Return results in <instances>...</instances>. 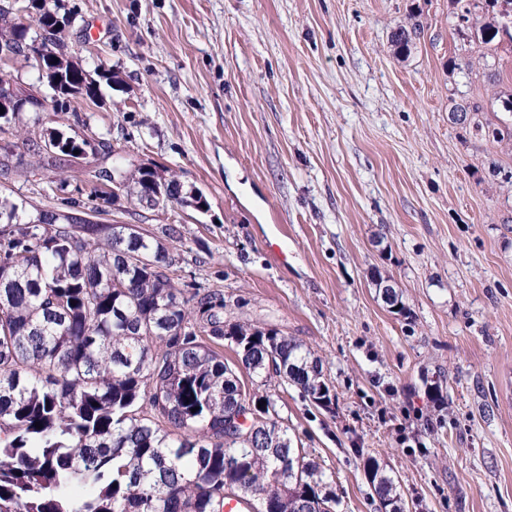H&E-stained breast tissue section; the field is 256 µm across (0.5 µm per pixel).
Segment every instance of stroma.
<instances>
[{
    "mask_svg": "<svg viewBox=\"0 0 512 512\" xmlns=\"http://www.w3.org/2000/svg\"><path fill=\"white\" fill-rule=\"evenodd\" d=\"M57 5L62 53L97 96L16 114L18 165L0 195L88 212L98 168L175 177L183 202L149 209L124 194L99 220L157 239L177 225V287L223 290L235 317L321 358L330 406L268 392L334 480L336 512H378L370 453L407 512H512V44L472 41L456 69L450 0ZM416 21L410 55H396L393 33ZM0 74L51 100L23 58ZM470 102L482 112L454 119ZM33 135L83 154L47 168ZM376 273L404 312L382 302Z\"/></svg>",
    "mask_w": 512,
    "mask_h": 512,
    "instance_id": "1",
    "label": "stroma"
}]
</instances>
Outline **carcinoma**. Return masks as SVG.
Instances as JSON below:
<instances>
[{"instance_id":"carcinoma-1","label":"carcinoma","mask_w":512,"mask_h":512,"mask_svg":"<svg viewBox=\"0 0 512 512\" xmlns=\"http://www.w3.org/2000/svg\"><path fill=\"white\" fill-rule=\"evenodd\" d=\"M451 2L460 49L478 11L482 42L512 43V0ZM30 8L58 45L53 0ZM0 20L33 58L22 18ZM36 65L58 96L93 97L94 80L59 52ZM158 177L138 171L129 195L156 206ZM63 218L0 202V512H224L226 490L252 512H335L332 483L259 394L275 379L329 403L320 359L224 318L223 291L176 287L178 256L160 240ZM227 336L232 365L215 350ZM238 363L253 387L248 427L236 423ZM363 468L380 506L406 512L392 470L373 455Z\"/></svg>"}]
</instances>
